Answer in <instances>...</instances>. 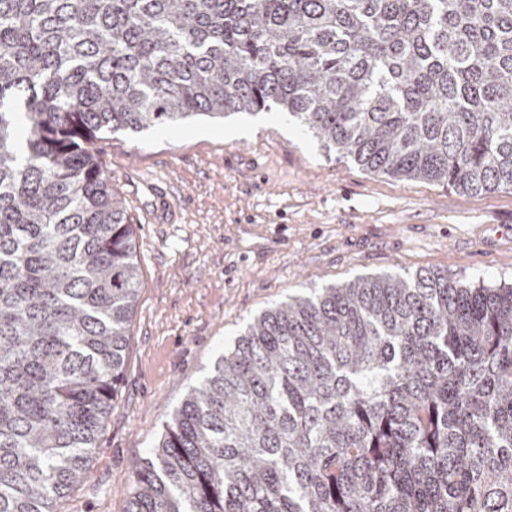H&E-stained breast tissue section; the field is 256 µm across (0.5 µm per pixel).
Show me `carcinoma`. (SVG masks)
Returning <instances> with one entry per match:
<instances>
[{
	"label": "carcinoma",
	"instance_id": "carcinoma-1",
	"mask_svg": "<svg viewBox=\"0 0 512 512\" xmlns=\"http://www.w3.org/2000/svg\"><path fill=\"white\" fill-rule=\"evenodd\" d=\"M272 110L372 174L512 189V0H0V512H58L121 377L140 270L93 141ZM128 512H512V285L270 307Z\"/></svg>",
	"mask_w": 512,
	"mask_h": 512
}]
</instances>
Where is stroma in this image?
Masks as SVG:
<instances>
[{
  "label": "stroma",
  "instance_id": "1",
  "mask_svg": "<svg viewBox=\"0 0 512 512\" xmlns=\"http://www.w3.org/2000/svg\"><path fill=\"white\" fill-rule=\"evenodd\" d=\"M140 269L126 360L84 479L59 512H126L165 421L247 322L309 288L429 270L512 284V190L462 195L327 155L282 115L96 140Z\"/></svg>",
  "mask_w": 512,
  "mask_h": 512
}]
</instances>
